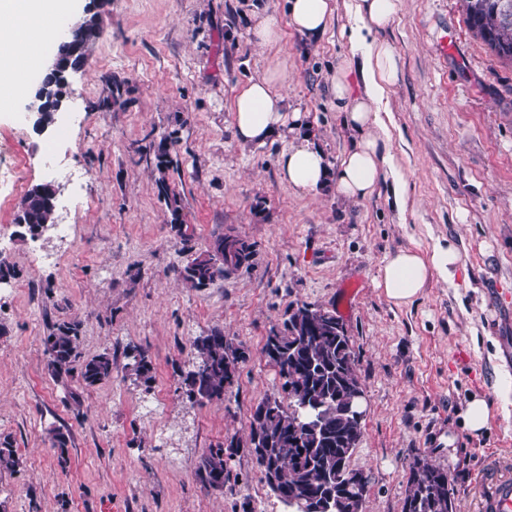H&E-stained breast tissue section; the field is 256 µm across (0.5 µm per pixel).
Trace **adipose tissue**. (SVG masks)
<instances>
[{"label": "adipose tissue", "mask_w": 512, "mask_h": 512, "mask_svg": "<svg viewBox=\"0 0 512 512\" xmlns=\"http://www.w3.org/2000/svg\"><path fill=\"white\" fill-rule=\"evenodd\" d=\"M15 0H0V83L21 84L17 67L28 53L29 27L60 20L69 12L70 0H26L24 17H17ZM399 0H285L284 12L259 15L252 30L254 44L276 45L283 25H290L307 42L319 40L332 24L337 7L354 19L350 48L359 54L358 66L341 65L327 89L331 104L355 139L337 160H330L317 142L306 135L308 115L285 105V79L273 70L246 82L236 93L234 135L243 145H264L273 136L286 138L278 173L282 183L301 195L329 187L348 200L372 197L383 183H391L396 202L406 206L401 166L393 148V113L390 95L399 78L396 54L381 39L393 19ZM460 261L454 243L436 244L431 255L403 248L387 255L375 280L386 299L398 306L412 304L432 275L451 278Z\"/></svg>", "instance_id": "obj_1"}]
</instances>
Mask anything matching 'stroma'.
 <instances>
[{"label": "stroma", "mask_w": 512, "mask_h": 512, "mask_svg": "<svg viewBox=\"0 0 512 512\" xmlns=\"http://www.w3.org/2000/svg\"><path fill=\"white\" fill-rule=\"evenodd\" d=\"M283 0H107L103 32L69 81L65 138L37 133L18 111L0 112V169L24 166V187L61 188L57 221L72 240L20 237V195L0 197V248L14 274L0 283V441L20 465L0 470V512H286L240 449L223 489L206 487L200 457L282 398L262 354L288 304L335 311L353 344L365 395L363 436L351 466L368 479L362 512H401L409 465L447 470L459 512H479L474 483L487 458L512 459V64L465 22L460 0H399L383 33L399 63L390 97L394 146L407 183L399 210L389 187L359 201L329 189L300 195L281 183V140L262 147L234 138L233 98L249 79L280 67L290 107L330 158L350 135L328 104L336 66L351 58L337 11L321 40L290 26L271 48L251 41L256 12ZM452 48L441 52L439 39ZM119 104H111L113 83ZM176 133L170 179L185 203L186 237L171 232L146 139ZM241 235L250 267L191 289L178 270L213 235ZM453 242V280L433 275L411 305L375 285L384 257ZM80 324L79 349L109 353L110 379L85 387L53 377L44 339ZM221 327L247 354L221 402H196L182 375L196 337ZM144 352L153 380L125 370ZM490 407L473 434L462 413L472 397ZM67 440V465L51 430Z\"/></svg>", "instance_id": "obj_1"}]
</instances>
